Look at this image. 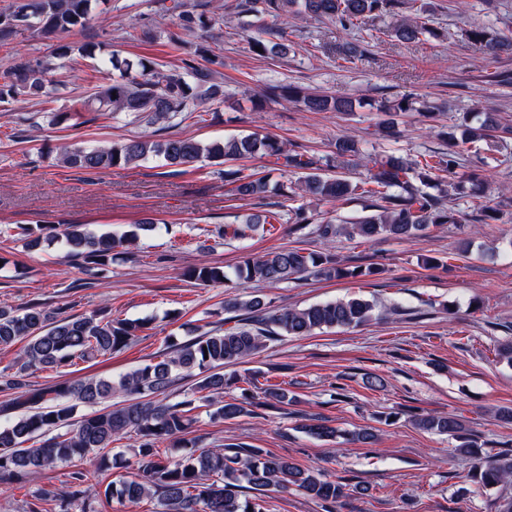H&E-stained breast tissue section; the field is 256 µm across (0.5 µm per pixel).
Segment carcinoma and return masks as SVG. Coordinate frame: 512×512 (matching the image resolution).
I'll return each instance as SVG.
<instances>
[{
	"label": "carcinoma",
	"instance_id": "carcinoma-1",
	"mask_svg": "<svg viewBox=\"0 0 512 512\" xmlns=\"http://www.w3.org/2000/svg\"><path fill=\"white\" fill-rule=\"evenodd\" d=\"M94 0H18L10 12H0V43L16 35L18 28L33 29L45 38L86 26ZM239 7L255 16H268L273 24L265 34H278V20L288 14H303L315 19H333L343 30L359 28L365 20L399 8L397 0H242ZM171 10L179 11L180 32L169 33V42L183 47L184 35L193 26L213 27L221 16L194 15L180 0H172ZM425 32L415 19L397 20L389 30L400 42H414ZM468 41L484 46L493 54L512 52V37L481 26L464 32ZM215 54L210 46L198 44L193 56L182 60L174 70H161L145 58L109 59L119 75L91 94L88 104L103 115L128 112L148 122L165 123L181 114L189 118L197 102L220 95L210 64ZM55 64L49 60L20 61L4 72L0 97L24 96L38 100L47 95ZM282 98L301 104L311 112H352L355 103L331 94H314L299 87L284 88ZM413 103L395 99L381 106L387 119L379 123L387 137L396 135L393 115L410 112ZM499 127L497 114L484 112L477 122L469 119L448 127L443 133L448 151L427 158L412 159L392 154L363 152L356 140L344 136L336 141V160L342 165L361 168L358 180L323 172L319 161L305 153L290 151L275 139L256 135L203 142L191 137L170 136L162 141L134 137L95 148H74L62 154L67 167L82 171L107 170L135 165L150 158H161L168 166L207 161L223 165L228 161L255 156L273 159V164L298 169L304 177L298 190L319 199H343L361 193L377 201L374 212L347 225L330 222L317 225L324 239L345 235L366 241L377 239L409 240L424 236L437 224H460L467 214L444 204V198L482 192L483 174L475 171L466 180L444 179L458 166V147L482 141L487 132ZM224 185L240 198L268 191L260 177L245 180L232 169L224 170ZM272 214H249L245 227L232 229V236L245 235L260 224H270ZM153 223L138 224L136 230L120 236L95 233L83 224H65L51 235H36L30 245L42 240L61 241L69 252L97 265L112 259V251L133 245L138 232L151 231ZM379 272L372 266H345L332 254H305L283 248L243 258L228 275L224 267L201 263L187 276L199 285L226 284L236 287L248 282L270 286L305 275L322 279L370 276ZM376 304L362 298H342L310 304L301 309H273L259 295L236 294L224 301V310L240 313L244 324L222 332L208 331L182 343L171 345L164 357L133 369L118 379H59L37 388L27 377L51 370L63 374L76 361L90 362L112 354L136 338L145 326L140 320L114 322L104 316L61 317L55 311L30 306L18 313L0 307V346L18 347L13 361L15 372L0 380V390L12 392L10 407L19 414L0 425V478L36 481L43 471L59 463L77 464L68 484L56 494L60 512H92L91 471L84 464L94 461V471L107 466V449L112 440L135 434L134 456L138 477L112 482L104 496L136 503L150 493L157 494L163 512H266L265 490L297 489L321 504L326 512H336V504L349 497L347 483L331 480L317 470L304 469L294 462L260 448H204L177 460L157 458L155 444L164 437L176 442L188 434L192 401L166 403L164 395L176 380L196 378L194 391L204 394L210 419L234 420L252 413L254 396L224 399V389L236 375L224 368L244 363L277 337L310 336L317 330L356 328L372 321ZM124 400L114 405L112 398ZM81 406L90 412L76 417ZM418 428L461 437L463 425L453 416L427 414L415 419ZM318 439H333L336 430L322 418L306 426ZM470 480L485 487L512 481V453L500 451L486 456L474 467Z\"/></svg>",
	"mask_w": 512,
	"mask_h": 512
}]
</instances>
